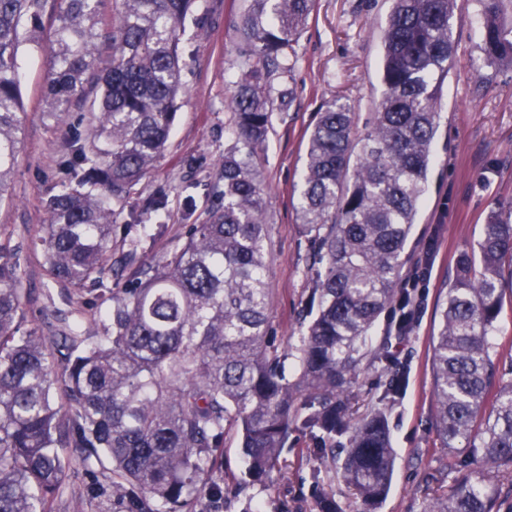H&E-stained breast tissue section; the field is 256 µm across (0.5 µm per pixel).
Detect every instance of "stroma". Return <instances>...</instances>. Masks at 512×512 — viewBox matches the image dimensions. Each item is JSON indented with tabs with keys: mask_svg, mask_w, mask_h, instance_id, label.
Instances as JSON below:
<instances>
[{
	"mask_svg": "<svg viewBox=\"0 0 512 512\" xmlns=\"http://www.w3.org/2000/svg\"><path fill=\"white\" fill-rule=\"evenodd\" d=\"M392 0H316L306 28L287 53L293 68L275 80L290 89L289 109L275 111L258 156L267 191L271 288L270 331L277 345L296 343L315 315L308 243L295 206L306 158L307 136L322 105L352 106L366 124L382 99V37ZM242 0H198L179 32L184 90L163 158L132 190L112 229V282L123 285L139 267L180 248L187 222H203L212 206V187L225 152L234 144L228 108L231 83L241 73L235 37ZM455 56L438 104L439 128L428 192L405 252L409 263L426 259V277L412 292L419 314L410 333L389 336L392 312H384L371 334L387 343L404 368L403 393L384 399L385 377L365 367L350 398L357 412L382 409L388 418L396 464L391 489L367 507L341 477V465L320 454L318 432L299 430L284 449L269 488L243 493L234 488L243 473L235 430L224 435V452L202 492L205 512H317L320 497L341 512H423L434 494L451 492L448 452L440 448L433 423L434 391L430 340L440 327L442 288L454 276L457 253L476 245L487 215L512 200V67L492 69L481 58L483 16L478 0H458L451 21ZM24 136L14 166L12 203L0 206V237L18 247L21 285L28 297L27 327L61 340L63 324L83 334L101 331L105 309L93 295L65 301L45 273L39 238L47 221L46 201L72 178L68 163L73 112H50L47 100L49 51L21 48ZM163 191L168 198L162 228H146L137 213L142 197ZM196 212L186 217L185 197ZM66 470L52 512H125L114 491L109 462L86 463L63 449ZM223 489L212 495V486Z\"/></svg>",
	"mask_w": 512,
	"mask_h": 512,
	"instance_id": "obj_1",
	"label": "stroma"
}]
</instances>
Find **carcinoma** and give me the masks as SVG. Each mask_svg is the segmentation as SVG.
<instances>
[{
    "mask_svg": "<svg viewBox=\"0 0 512 512\" xmlns=\"http://www.w3.org/2000/svg\"><path fill=\"white\" fill-rule=\"evenodd\" d=\"M112 34L97 30L100 0H0V202L24 132L18 52L41 49L51 16L52 112L80 105L64 183L47 203L45 270L63 288L109 303L100 336L50 346L23 328L19 251L0 239V512H51L66 464L57 449L106 459L127 512H197L201 487L236 427L244 480L266 485L299 427L345 452L342 476L367 506L387 494L395 463L388 420L349 414L361 365L386 361L387 394L404 372L370 332L393 305L411 331L399 287L405 247L434 162L437 99L454 58L457 0H392L384 32L383 99L365 130L348 104L318 113L308 135L297 212L309 245L318 312L294 353L268 336L266 192L256 149L272 125L274 81L314 0H246L237 26L246 67L228 106L236 142L212 192L215 205L188 225L184 245L112 287L114 218L163 157L184 88L178 28L197 0H119ZM486 66L512 65V29L500 0H481ZM110 66L99 70L102 52ZM166 195L142 200L161 214ZM512 269V201L488 216L477 251L457 255L432 337L435 429L448 456L475 465L424 512H512L482 468L512 467V382L493 379L492 337ZM294 368L288 370V357ZM463 447H458L459 443Z\"/></svg>",
    "mask_w": 512,
    "mask_h": 512,
    "instance_id": "cac0c4a2",
    "label": "carcinoma"
}]
</instances>
